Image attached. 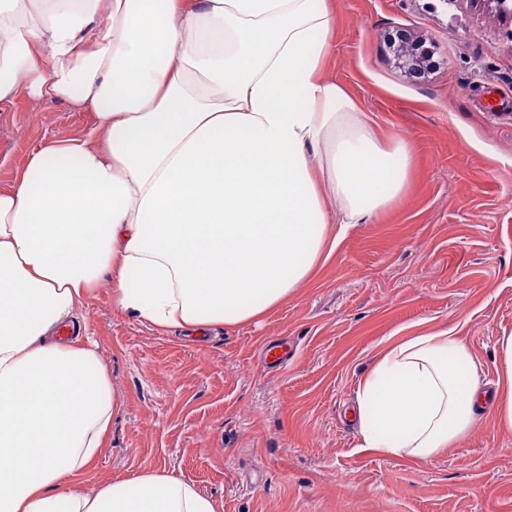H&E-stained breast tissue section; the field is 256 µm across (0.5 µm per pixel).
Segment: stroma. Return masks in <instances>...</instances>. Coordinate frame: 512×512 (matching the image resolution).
<instances>
[{
	"label": "stroma",
	"instance_id": "35a3bbf8",
	"mask_svg": "<svg viewBox=\"0 0 512 512\" xmlns=\"http://www.w3.org/2000/svg\"><path fill=\"white\" fill-rule=\"evenodd\" d=\"M326 73L382 136L413 147L402 201L352 224L315 279L262 318L203 340L113 310L102 284L79 316L119 411L85 485L164 469L219 512H512V432L483 414L453 448L409 465L358 449L349 417L380 342L459 326L495 377L512 332V26L470 0H333ZM405 29L435 70L419 82L386 45ZM92 112L19 97L0 107V190L39 145L83 136ZM289 348L284 362L269 345Z\"/></svg>",
	"mask_w": 512,
	"mask_h": 512
}]
</instances>
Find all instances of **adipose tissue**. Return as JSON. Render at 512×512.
Segmentation results:
<instances>
[{
  "label": "adipose tissue",
  "instance_id": "obj_1",
  "mask_svg": "<svg viewBox=\"0 0 512 512\" xmlns=\"http://www.w3.org/2000/svg\"><path fill=\"white\" fill-rule=\"evenodd\" d=\"M333 34L331 0H0V104L94 115L0 191V512H217L157 469L84 489L118 406L77 312L107 279L161 328L257 320L402 198L413 148L325 74ZM495 366L488 394L458 327L388 337L360 448L431 461L486 403L512 431V333Z\"/></svg>",
  "mask_w": 512,
  "mask_h": 512
}]
</instances>
